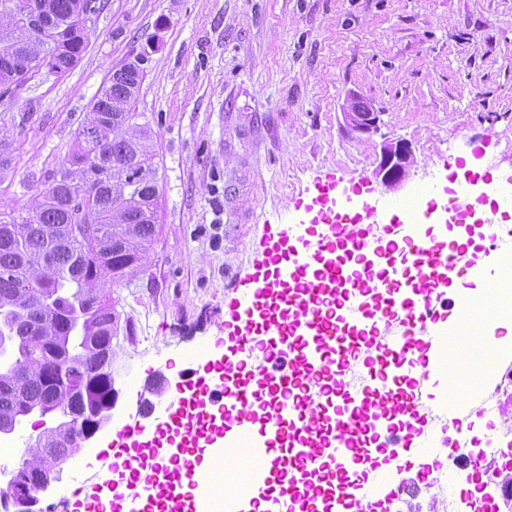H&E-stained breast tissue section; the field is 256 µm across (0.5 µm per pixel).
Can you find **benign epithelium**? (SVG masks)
I'll return each instance as SVG.
<instances>
[{"label":"benign epithelium","mask_w":512,"mask_h":512,"mask_svg":"<svg viewBox=\"0 0 512 512\" xmlns=\"http://www.w3.org/2000/svg\"><path fill=\"white\" fill-rule=\"evenodd\" d=\"M350 130L357 133H372L378 130L379 113L370 107L352 106L345 113ZM413 163V151L409 143L403 140H385L381 144L376 175L388 186H395L405 179ZM112 371V351L98 357L96 367L85 374V382L95 385L96 380L105 378ZM102 399L87 410L80 413L68 412L65 419L74 423L76 435L71 439L74 449L93 438L111 421L112 412L116 408L119 393L113 382L108 381L102 389ZM47 433L42 432L34 437H28L26 446L43 448L45 462L41 469L32 471L23 466L17 467L8 475L0 478V483L6 484L10 493L0 499V512H45L41 506L42 494L60 483L63 469L53 458V449L44 447Z\"/></svg>","instance_id":"obj_1"}]
</instances>
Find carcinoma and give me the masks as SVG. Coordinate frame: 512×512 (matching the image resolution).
Returning <instances> with one entry per match:
<instances>
[{
	"label": "carcinoma",
	"mask_w": 512,
	"mask_h": 512,
	"mask_svg": "<svg viewBox=\"0 0 512 512\" xmlns=\"http://www.w3.org/2000/svg\"><path fill=\"white\" fill-rule=\"evenodd\" d=\"M14 0H0V96L46 67L66 74L85 50L80 19L99 0H28L19 24ZM144 58L113 73L75 132L68 177L48 175V193L25 212L0 211V343L12 350L0 365V431L34 408L83 409L75 387L60 389L45 372L62 362L77 379L110 340L117 312L105 284L122 281L151 249L159 189L148 124L133 123ZM52 306L44 321L39 299ZM80 315H75L76 311Z\"/></svg>",
	"instance_id": "cac0c4a2"
}]
</instances>
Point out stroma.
I'll list each match as a JSON object with an SVG mask.
<instances>
[{"mask_svg":"<svg viewBox=\"0 0 512 512\" xmlns=\"http://www.w3.org/2000/svg\"><path fill=\"white\" fill-rule=\"evenodd\" d=\"M73 69L33 74L0 103V138L14 160L0 172V211L28 208L114 66L149 62L131 104L153 131L160 199L152 250L110 291L118 314L111 423L97 456L43 496L51 512H82L77 486L109 478L116 431L142 419L147 384L173 400L193 369L224 353L229 304L257 275L266 237L307 221L306 207L336 181L367 195L373 222L421 183L446 203L449 164L512 180V0H101ZM380 114L351 132V103ZM402 139L414 163L398 187L376 177L384 140ZM472 331L500 329L495 289L469 283ZM425 406L461 413L486 399L493 340L445 344ZM244 449L212 460L217 495L245 494Z\"/></svg>","mask_w":512,"mask_h":512,"instance_id":"stroma-1","label":"stroma"}]
</instances>
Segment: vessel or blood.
<instances>
[{
	"instance_id": "obj_1",
	"label": "vessel or blood",
	"mask_w": 512,
	"mask_h": 512,
	"mask_svg": "<svg viewBox=\"0 0 512 512\" xmlns=\"http://www.w3.org/2000/svg\"><path fill=\"white\" fill-rule=\"evenodd\" d=\"M336 184L323 187L309 226L279 225L271 235L265 272L245 288L224 323V358L207 362L189 394L164 409L154 437L141 442L142 425L125 426L113 442L121 475L111 492L121 512H197V489L207 473L193 462L167 468L158 459L163 438L181 450L213 432L223 448L247 439L255 466L251 504L264 512H326L335 492L323 489L325 470L345 473L374 453L396 458L414 432L420 447L431 434L418 407L442 355L446 315L440 290L449 277L470 275L469 240L433 242L409 224L376 226L334 215ZM496 256L482 269L498 286L512 263V226L485 227ZM400 331L386 346L381 327ZM363 379L345 382L353 364ZM186 484L172 493L171 485ZM384 481L364 486L363 500L401 496Z\"/></svg>"
}]
</instances>
